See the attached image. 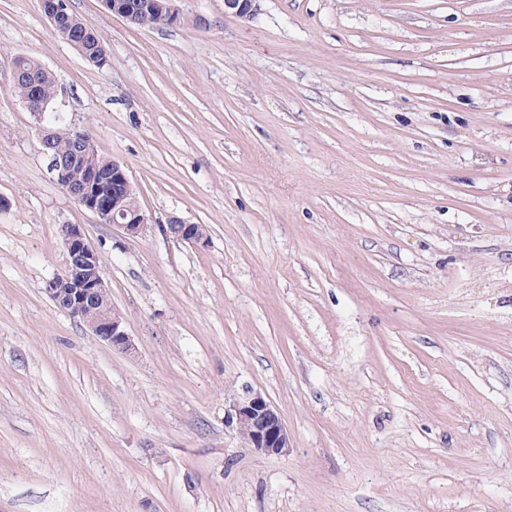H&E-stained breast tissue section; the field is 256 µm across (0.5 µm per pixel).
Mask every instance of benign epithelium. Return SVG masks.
<instances>
[{
    "instance_id": "obj_1",
    "label": "benign epithelium",
    "mask_w": 512,
    "mask_h": 512,
    "mask_svg": "<svg viewBox=\"0 0 512 512\" xmlns=\"http://www.w3.org/2000/svg\"><path fill=\"white\" fill-rule=\"evenodd\" d=\"M107 11L129 23L137 20L135 12L122 0H102ZM261 0H224V13L241 20L249 21L259 13ZM45 17L54 31L66 34L68 24H82L61 7V0H41ZM24 105L34 116L39 127L42 153L47 168L56 183L79 206L91 211L103 224L121 228L131 239L143 236L148 228L146 215L141 208L125 207L121 201L136 198L133 185L125 167L112 160V176L101 178L94 174L76 190L71 186L66 166L51 159L48 149L54 138L64 130L46 123V113L56 111L52 100L44 99L40 85H32ZM164 235L173 241L195 248L209 244L208 228L204 224H194L179 216L168 218L163 225ZM60 236L68 254V264L64 271L46 282L44 291L54 304L70 316L85 324L92 335L107 343L112 349L131 354L134 344L123 326V319L112 308L109 290L104 278L103 260L98 249L87 239L81 225L63 224ZM229 422L243 438L248 447L269 455L288 453L290 438L282 418L262 394L251 393L233 405L228 413Z\"/></svg>"
}]
</instances>
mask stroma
Wrapping results in <instances>:
<instances>
[{
    "label": "stroma",
    "mask_w": 512,
    "mask_h": 512,
    "mask_svg": "<svg viewBox=\"0 0 512 512\" xmlns=\"http://www.w3.org/2000/svg\"><path fill=\"white\" fill-rule=\"evenodd\" d=\"M68 6L105 66L0 0V512H512V0ZM17 54L124 165L143 237L53 180ZM63 224L133 354L46 295ZM250 391L288 454L228 422ZM124 0H102L107 11L112 13V15L123 18L129 23H132L137 20L135 16V12L139 13L138 18L139 21L135 23L137 27L142 28H156V27H169V25L165 21L164 15H161L160 12L154 10H142V6L148 2L147 0H127L126 3L134 9V11L130 10L125 4L122 2ZM261 0H224V12L241 20L254 19L261 10ZM162 231L166 237L181 244L195 248H204L209 244V233L206 225L194 224L179 216H170Z\"/></svg>",
    "instance_id": "stroma-1"
}]
</instances>
